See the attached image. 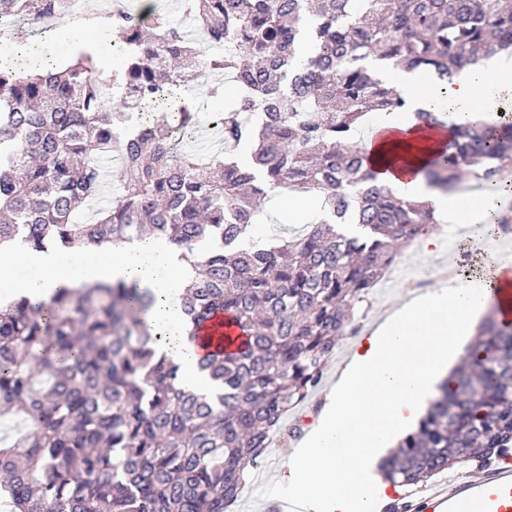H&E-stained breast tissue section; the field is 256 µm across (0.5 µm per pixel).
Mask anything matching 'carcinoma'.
Returning <instances> with one entry per match:
<instances>
[{
  "label": "carcinoma",
  "instance_id": "carcinoma-1",
  "mask_svg": "<svg viewBox=\"0 0 512 512\" xmlns=\"http://www.w3.org/2000/svg\"><path fill=\"white\" fill-rule=\"evenodd\" d=\"M187 9L195 39L153 7L104 17L125 56L110 79L85 57L33 77L0 62V245L163 239L196 271L181 295L185 333L197 338L222 311L248 341L199 361L214 388L200 393L158 353L148 288L81 284L0 303V420L23 430L0 439V497L13 512H227L247 487L245 466L258 467L339 342L360 330L357 309L397 247L438 224L432 207L370 168L365 120L410 103L367 59L448 84L512 51V0H189ZM67 11L66 0H0V21ZM303 40L310 51L299 56ZM203 69L237 83L215 114L185 97ZM508 111L453 127L424 169L428 184L497 181L512 165ZM415 118L422 129L445 124L440 110ZM201 126L218 129L225 151L185 148ZM106 148L124 183L82 220L105 192ZM275 190L306 195L321 218L260 245L249 229ZM510 453L512 324L493 313L385 477L416 487Z\"/></svg>",
  "mask_w": 512,
  "mask_h": 512
}]
</instances>
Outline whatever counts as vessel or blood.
Listing matches in <instances>:
<instances>
[{"label": "vessel or blood", "instance_id": "vessel-or-blood-1", "mask_svg": "<svg viewBox=\"0 0 512 512\" xmlns=\"http://www.w3.org/2000/svg\"><path fill=\"white\" fill-rule=\"evenodd\" d=\"M500 319L512 322V277L490 291ZM208 350L237 347L244 337L223 313H216L199 331ZM416 512H512V469L489 468L478 476L454 479L420 497Z\"/></svg>", "mask_w": 512, "mask_h": 512}]
</instances>
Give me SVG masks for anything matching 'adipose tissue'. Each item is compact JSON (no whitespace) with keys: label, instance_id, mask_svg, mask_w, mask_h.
Segmentation results:
<instances>
[{"label":"adipose tissue","instance_id":"adipose-tissue-1","mask_svg":"<svg viewBox=\"0 0 512 512\" xmlns=\"http://www.w3.org/2000/svg\"><path fill=\"white\" fill-rule=\"evenodd\" d=\"M385 82L418 108L445 103L450 122H466L474 104L498 111L512 98V55L498 54L465 67L453 85L443 86L429 71L385 68ZM447 131L417 128L412 113L391 112L373 129L364 150L373 168L397 194L431 202L445 223L477 224L502 203L498 193L474 198L430 187L422 169L448 142ZM106 258L74 257L63 265L59 252L25 247L0 249V281L12 297L45 300L52 291L74 284L137 283L157 299L148 320L162 335L161 350L178 365L182 385L207 389L198 369L202 357L182 323L179 286L192 269L167 241L145 237L107 247ZM39 270L34 279H16L17 262ZM504 267L492 263L476 276L456 277L423 299L394 308L368 335L328 394L302 447L292 454L281 484L312 512H381L388 500L378 461L384 448L404 429L403 411L427 403L448 374V360L470 338L485 311L488 290L497 286Z\"/></svg>","mask_w":512,"mask_h":512}]
</instances>
